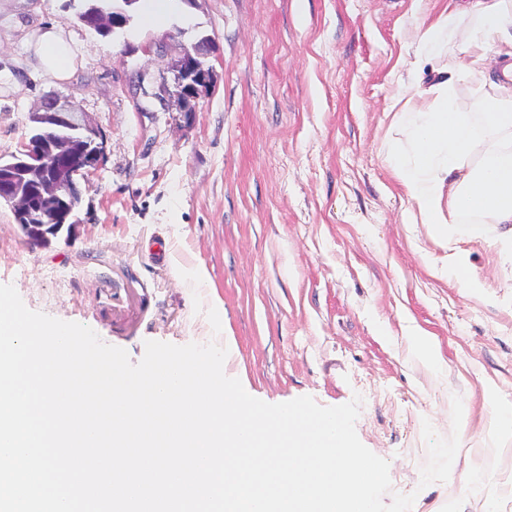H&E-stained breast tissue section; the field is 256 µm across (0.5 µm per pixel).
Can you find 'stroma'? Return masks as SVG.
<instances>
[{"label": "stroma", "instance_id": "stroma-1", "mask_svg": "<svg viewBox=\"0 0 512 512\" xmlns=\"http://www.w3.org/2000/svg\"><path fill=\"white\" fill-rule=\"evenodd\" d=\"M444 2L177 0L174 18L154 27L134 7L115 40L82 24L68 0H0L1 17L31 32L61 25L80 51L69 81L34 80L19 70L22 32L0 29V158L56 94L86 113L102 144L78 182L72 234L30 243L0 204V284L135 363L149 340L228 343L225 374L264 402L361 396L356 433L388 460L393 492L415 494L412 512H484L488 500L512 512V437L490 419L493 405L512 404V262L493 241L443 248L408 223L387 161L417 29ZM204 37L213 80L186 113L162 77L177 45ZM467 39L460 30L436 61L472 67L454 87L465 112L492 93L486 78L498 67L496 54H463ZM9 75L21 76L19 90ZM460 253L480 292L450 277ZM415 329L439 345L443 374L412 359ZM426 420L440 437L458 433L460 447L449 480L424 487ZM480 456L489 476L461 493Z\"/></svg>", "mask_w": 512, "mask_h": 512}]
</instances>
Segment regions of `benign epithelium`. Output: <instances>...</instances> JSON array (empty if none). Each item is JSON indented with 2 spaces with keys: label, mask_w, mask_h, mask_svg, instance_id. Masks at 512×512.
Instances as JSON below:
<instances>
[{
  "label": "benign epithelium",
  "mask_w": 512,
  "mask_h": 512,
  "mask_svg": "<svg viewBox=\"0 0 512 512\" xmlns=\"http://www.w3.org/2000/svg\"><path fill=\"white\" fill-rule=\"evenodd\" d=\"M131 2L112 0V16L102 12L93 17L91 24H107L114 30L124 28L125 7ZM211 74L200 58L181 50L171 81L187 111H193L192 101L197 98L199 88L210 81ZM32 121L37 126L12 155V163L0 170V203L11 206L16 223L28 241L47 245L80 223L79 200L73 198L60 209L40 213L32 208L33 197L61 198L66 187L76 184L77 177L98 167L102 146L85 113L66 98L54 95L44 99L32 114Z\"/></svg>",
  "instance_id": "benign-epithelium-1"
}]
</instances>
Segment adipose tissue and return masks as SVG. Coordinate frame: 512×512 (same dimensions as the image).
Listing matches in <instances>:
<instances>
[{
  "mask_svg": "<svg viewBox=\"0 0 512 512\" xmlns=\"http://www.w3.org/2000/svg\"><path fill=\"white\" fill-rule=\"evenodd\" d=\"M467 21V53L483 58L497 44L512 45V0H472L467 10L445 5L419 31L420 56L431 60L448 50L460 21ZM33 72L56 81L76 70L77 49L64 28L52 25L22 39ZM456 74L439 70L435 82L417 87V105H403L393 124L404 137L387 144L388 160L412 219L427 227L441 246L449 240L477 241L494 236L512 252V87L477 98L459 111ZM483 155H476L478 144Z\"/></svg>",
  "mask_w": 512,
  "mask_h": 512,
  "instance_id": "ef3b65f1",
  "label": "adipose tissue"
}]
</instances>
